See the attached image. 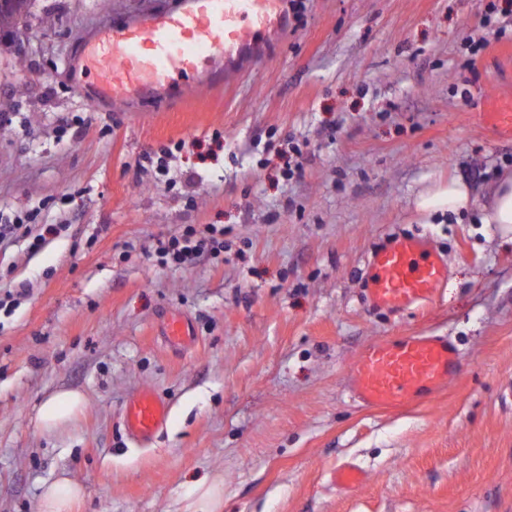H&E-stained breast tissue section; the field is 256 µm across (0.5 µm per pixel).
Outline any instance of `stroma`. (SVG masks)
<instances>
[{"label":"stroma","mask_w":512,"mask_h":512,"mask_svg":"<svg viewBox=\"0 0 512 512\" xmlns=\"http://www.w3.org/2000/svg\"><path fill=\"white\" fill-rule=\"evenodd\" d=\"M180 2L34 0L23 68L0 54V224L37 215L0 243V512H40L63 476L77 512H173L205 479L223 480L222 512H512V232L483 208L512 139L473 119L512 95V0L492 26L480 0H303L221 83L112 106L75 92L78 33ZM164 148L174 184L145 166ZM452 178L468 208L416 210ZM188 224L223 227V258L159 265L158 239ZM405 236L448 276L427 306L375 308L370 260ZM174 315L195 331L178 348ZM421 332L460 353L447 389L361 407L357 354ZM142 390L170 406L145 447L120 425ZM64 391L83 408L46 432ZM344 462L366 473L357 492L331 481ZM83 406L77 392H61L50 396L42 405L40 421L44 430L54 431L71 423Z\"/></svg>","instance_id":"obj_1"}]
</instances>
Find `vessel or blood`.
<instances>
[{"label": "vessel or blood", "instance_id": "vessel-or-blood-1", "mask_svg": "<svg viewBox=\"0 0 512 512\" xmlns=\"http://www.w3.org/2000/svg\"><path fill=\"white\" fill-rule=\"evenodd\" d=\"M283 0H186L181 11L137 14L80 38V59L98 79L79 93L88 102H125L168 89L175 77L198 73L215 57L230 61L280 27ZM483 119L512 136V98L485 99ZM367 297L372 306L406 310L431 302L448 265L417 237H402L376 252ZM460 354L444 336L422 333L368 344L348 376L352 396L365 408L397 410L439 394L457 371ZM169 405L144 390L122 411L129 438L149 442L168 419ZM339 489L365 483L361 468L344 463L332 475Z\"/></svg>", "mask_w": 512, "mask_h": 512}]
</instances>
